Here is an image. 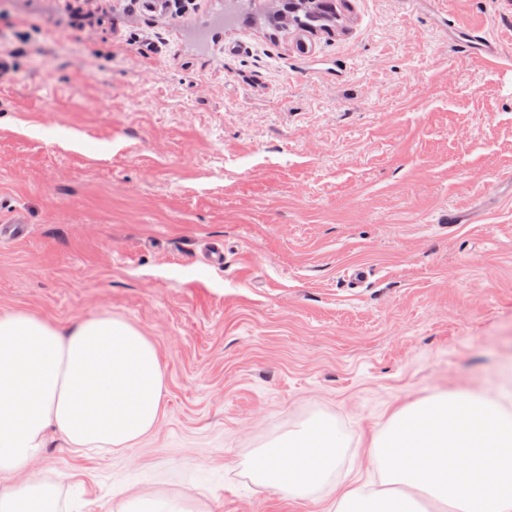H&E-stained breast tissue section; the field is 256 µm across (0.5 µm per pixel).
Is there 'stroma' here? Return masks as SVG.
Masks as SVG:
<instances>
[{"instance_id":"obj_1","label":"stroma","mask_w":512,"mask_h":512,"mask_svg":"<svg viewBox=\"0 0 512 512\" xmlns=\"http://www.w3.org/2000/svg\"><path fill=\"white\" fill-rule=\"evenodd\" d=\"M231 7L92 0L56 42L60 0H0L19 53L0 225L27 223L0 241V315L123 319L164 373L130 447L50 435L2 491L54 512H325L393 410L512 394V0H341L340 28L312 34L228 28ZM472 29L492 50L464 46ZM321 421L344 449L311 495L253 480L263 449Z\"/></svg>"}]
</instances>
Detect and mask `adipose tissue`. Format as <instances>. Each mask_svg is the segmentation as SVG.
Wrapping results in <instances>:
<instances>
[{"instance_id":"obj_1","label":"adipose tissue","mask_w":512,"mask_h":512,"mask_svg":"<svg viewBox=\"0 0 512 512\" xmlns=\"http://www.w3.org/2000/svg\"><path fill=\"white\" fill-rule=\"evenodd\" d=\"M163 372L153 343L126 321L69 327L23 312L0 315V474L22 469L56 431L79 451H118L149 431ZM262 452L268 488L306 493L336 464L333 428L320 425ZM327 512H512V397L436 393L393 413Z\"/></svg>"}]
</instances>
